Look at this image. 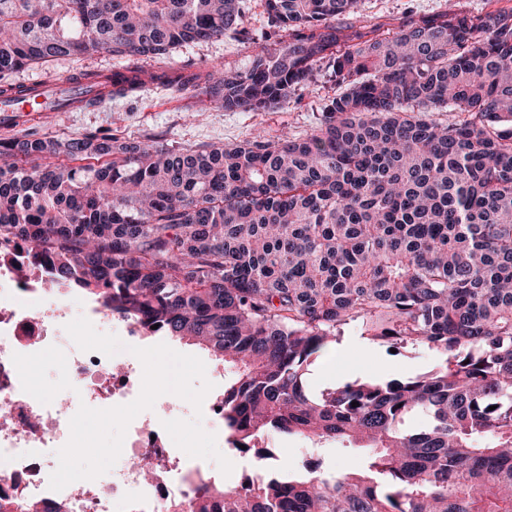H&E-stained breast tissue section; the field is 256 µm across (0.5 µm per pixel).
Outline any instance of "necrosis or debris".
<instances>
[{
  "label": "necrosis or debris",
  "instance_id": "obj_1",
  "mask_svg": "<svg viewBox=\"0 0 512 512\" xmlns=\"http://www.w3.org/2000/svg\"><path fill=\"white\" fill-rule=\"evenodd\" d=\"M27 260L22 242L0 238V499H13L33 512H161L166 499L193 494L192 477L199 466L172 460L150 418L136 416L124 448L127 456L150 455L161 472L144 482L129 464H121L94 480L51 490L58 448L70 436L69 422L80 405L117 406L135 400L141 387L140 362L129 359L113 366L98 351L69 345L59 363L74 387L70 402L58 405L36 380L42 352L59 344L66 325L75 318L71 302L57 299L46 283L42 267L33 265L26 278L15 273Z\"/></svg>",
  "mask_w": 512,
  "mask_h": 512
}]
</instances>
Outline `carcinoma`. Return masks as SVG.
Instances as JSON below:
<instances>
[{
  "label": "carcinoma",
  "mask_w": 512,
  "mask_h": 512,
  "mask_svg": "<svg viewBox=\"0 0 512 512\" xmlns=\"http://www.w3.org/2000/svg\"><path fill=\"white\" fill-rule=\"evenodd\" d=\"M361 2L264 0L279 46L200 73L148 65L239 33L246 0H0V95L22 68L101 51L122 97L192 86L264 112L322 70L337 88L305 136L0 138V237L52 287L235 367L227 444L364 452L340 474L259 455L260 480L201 482L167 512H512V8L336 25ZM444 111L460 119L428 118ZM353 322L443 363L313 394L309 367Z\"/></svg>",
  "instance_id": "1"
}]
</instances>
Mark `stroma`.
<instances>
[{"label":"stroma","mask_w":512,"mask_h":512,"mask_svg":"<svg viewBox=\"0 0 512 512\" xmlns=\"http://www.w3.org/2000/svg\"><path fill=\"white\" fill-rule=\"evenodd\" d=\"M448 5L449 0H365L361 21L366 24L387 17L424 16L444 11ZM245 27L247 39L231 34L220 42L189 44L175 50L165 64L177 68L189 63L202 70L246 69L256 52L274 48L278 35L269 23L262 0H247ZM116 65V59L103 52L29 68L16 73L14 80L24 83L76 77L85 70L105 71ZM335 92V86L321 75L283 107L266 112H224L202 105L196 98L151 87L135 98H115L95 108L56 113L41 129L58 137L90 130L142 139L162 135L181 145L239 143L258 134L271 139L283 130L303 136L315 127L323 105ZM440 360L439 354L425 348H408L403 354L388 355L364 337L357 325L350 324L344 327L331 351L314 363L307 380L310 390L317 393L356 379L418 376ZM261 444L277 449L292 466L304 463L310 456L318 458L323 468L339 473L363 464L360 451L334 443L317 451L297 437L265 438Z\"/></svg>","instance_id":"35a3bbf8"}]
</instances>
